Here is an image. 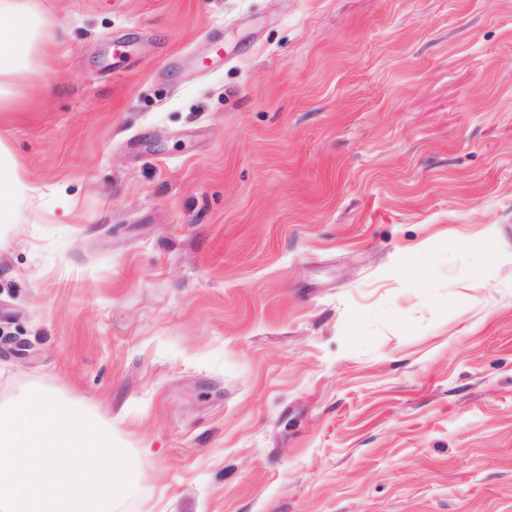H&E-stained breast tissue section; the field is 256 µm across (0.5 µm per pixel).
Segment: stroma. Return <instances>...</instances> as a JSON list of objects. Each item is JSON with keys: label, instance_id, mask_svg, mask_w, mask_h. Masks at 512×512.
Wrapping results in <instances>:
<instances>
[{"label": "stroma", "instance_id": "35a3bbf8", "mask_svg": "<svg viewBox=\"0 0 512 512\" xmlns=\"http://www.w3.org/2000/svg\"><path fill=\"white\" fill-rule=\"evenodd\" d=\"M41 9L0 407L111 425L115 512H512V0Z\"/></svg>", "mask_w": 512, "mask_h": 512}]
</instances>
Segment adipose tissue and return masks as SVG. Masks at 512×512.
I'll use <instances>...</instances> for the list:
<instances>
[{
	"label": "adipose tissue",
	"instance_id": "1",
	"mask_svg": "<svg viewBox=\"0 0 512 512\" xmlns=\"http://www.w3.org/2000/svg\"><path fill=\"white\" fill-rule=\"evenodd\" d=\"M40 19V0H0V112H13L21 105L11 78L18 56L35 47ZM33 192L22 180L8 147L0 143V224L17 223L18 202Z\"/></svg>",
	"mask_w": 512,
	"mask_h": 512
}]
</instances>
